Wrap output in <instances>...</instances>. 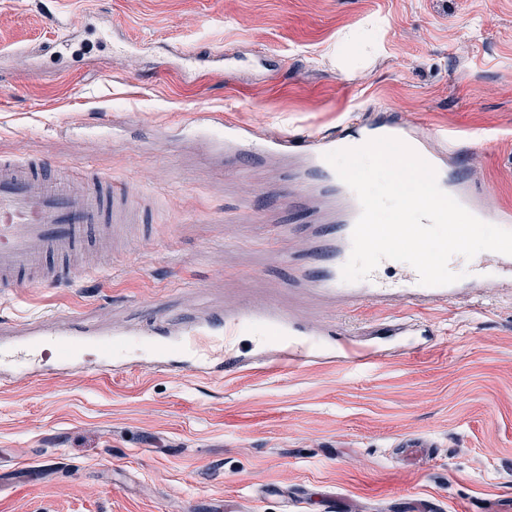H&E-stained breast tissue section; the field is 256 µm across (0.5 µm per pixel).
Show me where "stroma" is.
Instances as JSON below:
<instances>
[{
    "instance_id": "1",
    "label": "stroma",
    "mask_w": 512,
    "mask_h": 512,
    "mask_svg": "<svg viewBox=\"0 0 512 512\" xmlns=\"http://www.w3.org/2000/svg\"><path fill=\"white\" fill-rule=\"evenodd\" d=\"M67 65L37 56L77 22ZM205 49L233 67L158 74ZM392 112L461 141V163L512 207V0H0V158L124 184L139 222L69 282L0 288V329L70 315L147 325L248 296L349 330L391 319L288 292L307 241L280 161L244 165L211 132L343 127ZM420 353L360 370L314 365L224 379L127 372L0 382V512H286L277 486L322 512H494L512 504V292L431 305ZM403 438L434 456L399 459Z\"/></svg>"
}]
</instances>
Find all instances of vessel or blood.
Here are the masks:
<instances>
[{
	"label": "vessel or blood",
	"instance_id": "b4317fda",
	"mask_svg": "<svg viewBox=\"0 0 512 512\" xmlns=\"http://www.w3.org/2000/svg\"><path fill=\"white\" fill-rule=\"evenodd\" d=\"M366 142L396 137L408 144L437 172L439 187L482 221L512 230V209L492 204L484 191L454 166V144L435 146L432 139L396 118L375 123L357 121L346 132L316 135H284L263 144L262 156L281 159L290 184L310 196L313 219L298 231L310 242L304 263L289 262V285L310 290L346 309L364 298L381 306L401 304L419 312L440 300H454L498 288L512 277V255L484 251L472 258L466 274L444 286L420 284L411 265L395 267L382 260L365 279L347 283L342 267L352 248V232L360 214L353 191L325 160L326 152L338 149L345 137ZM251 138L234 126L224 129L225 153L248 154ZM42 161L0 160V286L35 288L65 280L69 263L90 250L113 220L117 204L128 196L126 186L97 177L72 175L60 182L47 176ZM28 341L0 345V365L24 369L31 379L45 377L46 346L57 350L61 371L75 361L77 328L44 329L37 321H25ZM254 336L257 346L239 349V337ZM217 336L224 342V359L212 363L202 338ZM94 345L105 348L114 360H122L133 345L145 344L147 369L154 372L189 371L211 377L247 371L288 370L309 362L339 363L355 369L369 364L371 351L355 340H341L335 327L274 303L244 301L201 318L180 322L160 319L140 329H115L95 335Z\"/></svg>",
	"mask_w": 512,
	"mask_h": 512
}]
</instances>
